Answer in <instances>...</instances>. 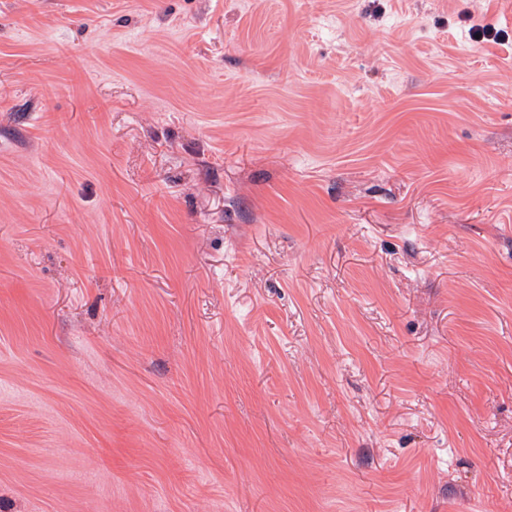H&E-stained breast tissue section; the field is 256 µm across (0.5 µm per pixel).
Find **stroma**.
Returning <instances> with one entry per match:
<instances>
[{
	"label": "stroma",
	"instance_id": "35a3bbf8",
	"mask_svg": "<svg viewBox=\"0 0 512 512\" xmlns=\"http://www.w3.org/2000/svg\"><path fill=\"white\" fill-rule=\"evenodd\" d=\"M512 0H0V512H512ZM469 39L476 45L481 44H495L505 45L509 43V36L503 30H497L491 24H476L472 25L468 30ZM479 35V39H476Z\"/></svg>",
	"mask_w": 512,
	"mask_h": 512
}]
</instances>
